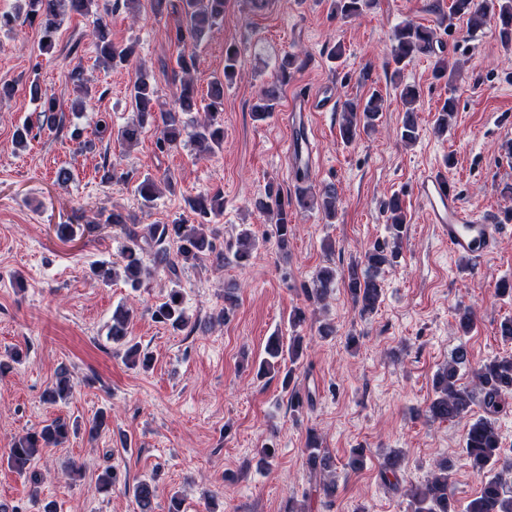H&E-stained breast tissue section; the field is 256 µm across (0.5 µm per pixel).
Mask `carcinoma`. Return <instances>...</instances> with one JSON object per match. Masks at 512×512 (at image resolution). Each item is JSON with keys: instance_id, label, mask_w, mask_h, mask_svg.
I'll use <instances>...</instances> for the list:
<instances>
[{"instance_id": "1", "label": "carcinoma", "mask_w": 512, "mask_h": 512, "mask_svg": "<svg viewBox=\"0 0 512 512\" xmlns=\"http://www.w3.org/2000/svg\"><path fill=\"white\" fill-rule=\"evenodd\" d=\"M28 10L24 22L37 24L41 29L42 51L52 52L55 47L58 18L63 11L70 10L80 16H92V35L103 62L110 68L133 64L134 48L112 43L111 32L100 12V0H26ZM374 0H333L336 15L343 19L360 16L373 5ZM152 11L157 15L166 14L174 20L171 41L178 49L176 65L179 77V92L166 109L156 108L158 89L155 80L143 68H137L129 87V97L134 118L126 125L114 130L109 122L102 119L96 133L99 138L107 135L123 144L130 145L139 140L148 126L160 129L156 148L169 151L177 147L184 134L189 138L199 154H211L224 143V126L221 114L224 107V85L237 77L238 50L233 45L224 49V78L211 82L207 96L198 98L191 72L196 69V47L204 40L212 28L224 18L225 0H150ZM450 13L466 20L474 29H481L494 20L500 41L512 45V0H451ZM441 41L435 29L405 22L397 25L390 37V64L393 65L391 81L401 98L405 111L401 121L400 139L406 145L414 144L419 137L417 111L421 90L414 84L401 80V72L419 57L434 59L435 73L443 76L448 71V61L440 54ZM298 70L297 57L284 54L278 64L276 80L264 85L259 92L257 103L252 107V117L256 121L266 120L279 106L285 87ZM30 99L38 103V128H60L63 119L58 117L57 101L43 92L38 82L29 87ZM384 108V99L373 92L365 99L343 103L339 135L345 142L352 141L361 132L376 129ZM456 110L455 99L450 97L441 107L437 118V131L448 132V118ZM191 112L201 113L189 121L181 116ZM172 189L168 178L158 179L146 175L134 187L141 209H150L161 193V188ZM195 214V221L187 223L178 217L169 224H147L140 226L135 216L118 210L98 212L99 223L110 224L120 230L125 239L122 246L126 281L133 288L142 285L143 280L158 269L167 273L172 287L161 303L152 310V318L174 332L184 330L188 318L184 307V295L180 288V274L188 265H195L213 255L223 259L217 249V235L208 233L205 228L213 219L223 214L224 201L221 192L212 195H199L188 201ZM319 207L326 218H336L338 195L336 187L324 184L311 193L300 190L294 198L282 199L280 193H267L255 201V207L271 217L275 226L276 241L283 252L294 234L292 211L294 208ZM388 214L390 238L376 242L363 254L361 261L351 264L347 271L338 273L334 267L321 268L306 288L308 298L324 302L342 282L360 315L374 312L381 301L382 288L379 275L383 267L391 266L400 257L403 239L406 235V212L402 198L391 196L385 203ZM238 249L235 256L239 261L249 259L256 246L255 238L248 228H243L237 238ZM130 309L118 307L112 314L110 336L119 342L126 336V324ZM302 355L301 339L295 338L284 344L278 336L269 338L266 358L258 368L263 376L281 369L286 360L295 361ZM469 363L468 352L458 348L448 366L438 371L433 380L435 396L427 407L429 416L435 421H466L464 433V455L467 464L478 474L489 466L501 464V470L487 476L482 482L479 494L470 500L465 512H512V458H502L499 435L495 427V417L512 409V355L494 358L473 369L475 387L459 383V369ZM72 395V385L65 374L46 393L47 400H65ZM479 405L484 415L473 419L474 405ZM70 434V423L63 418H55L35 432H28L14 441L8 449L7 460L19 474L36 484L37 472L30 470L31 463L40 451L49 446L63 443ZM307 467L314 479V491L330 498L336 493V480L326 479L325 474L333 471L335 462L321 451L318 438L311 433L307 442ZM453 464L445 459L435 466V470L424 484L409 490L411 512H455L451 507L449 489L450 471ZM121 481L120 472L109 467L97 479V490L108 493ZM158 488L153 480H141L133 487V497L139 512H153Z\"/></svg>"}]
</instances>
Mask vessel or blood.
I'll return each instance as SVG.
<instances>
[{
    "mask_svg": "<svg viewBox=\"0 0 512 512\" xmlns=\"http://www.w3.org/2000/svg\"><path fill=\"white\" fill-rule=\"evenodd\" d=\"M307 100H296L286 123L293 131L290 149L299 169L313 168L318 160L317 141L310 128L301 124L302 113L313 110ZM415 196L448 249L462 258L481 259L498 247L499 227L477 218L463 203L451 182L434 171L423 173L415 183Z\"/></svg>",
    "mask_w": 512,
    "mask_h": 512,
    "instance_id": "b4317fda",
    "label": "vessel or blood"
}]
</instances>
